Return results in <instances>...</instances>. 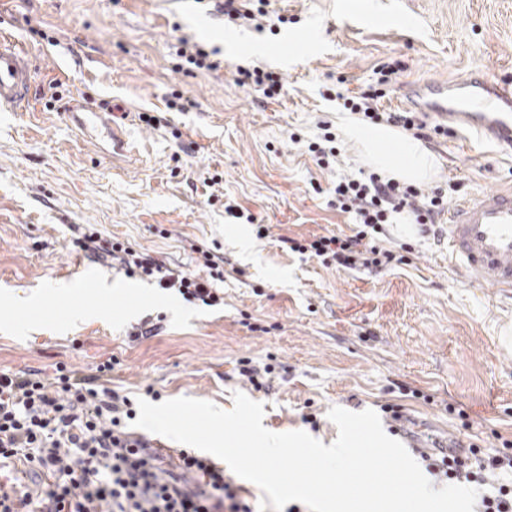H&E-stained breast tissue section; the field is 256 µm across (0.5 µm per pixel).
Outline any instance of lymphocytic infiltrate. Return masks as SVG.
<instances>
[{
  "mask_svg": "<svg viewBox=\"0 0 512 512\" xmlns=\"http://www.w3.org/2000/svg\"><path fill=\"white\" fill-rule=\"evenodd\" d=\"M396 72L381 65L377 80L344 97L345 110L372 125L386 124L426 136L420 113L385 111L380 101ZM458 183L423 190L372 171L337 178L333 187L338 211L352 215L351 235L291 240V251L308 253L324 266L382 271L404 257L379 245L376 236L397 216L413 224L435 223L448 207ZM77 246L94 259L111 258L127 274L156 279L160 288L176 290L185 300L219 304L217 282L223 281L220 256L198 249L196 268L174 269L118 240H103L87 228ZM112 364L84 373L57 367L0 372V512H253L242 489L210 458L180 450L176 470L158 466V456L145 437L127 431L136 415L133 401L112 390ZM437 484L476 483L485 491L475 512H512V454L481 450L472 462L443 457L425 466ZM30 476L35 491L24 490Z\"/></svg>",
  "mask_w": 512,
  "mask_h": 512,
  "instance_id": "f902f5d3",
  "label": "lymphocytic infiltrate"
}]
</instances>
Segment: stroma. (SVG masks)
I'll list each match as a JSON object with an SVG mask.
<instances>
[{"label":"stroma","instance_id":"stroma-1","mask_svg":"<svg viewBox=\"0 0 512 512\" xmlns=\"http://www.w3.org/2000/svg\"><path fill=\"white\" fill-rule=\"evenodd\" d=\"M269 11L258 30L225 24L217 0H0V30L34 69L23 110L0 112V371L108 360L113 389L131 398L153 391L229 409L241 392L262 403L268 430L309 431L327 446L338 435L331 407L386 403L406 416L398 430L382 423L402 442L512 440V358L499 342L512 334V295L463 281L446 240L417 224L388 225V245L409 252L376 274L328 268L286 244L355 228L331 188L368 164L344 135L356 117L337 94L365 88L383 63L397 69L381 101L389 111L406 109L402 93L421 79L512 81V0H270ZM179 33L219 49L223 69L175 72ZM236 64L279 73L282 96L236 88ZM57 82L95 108L133 113L125 135L138 161H113L66 112L46 109ZM321 120L341 136L327 170L307 149ZM425 147L437 162L426 187L459 182L454 201L512 188L510 148L470 135ZM216 174L221 183L204 186ZM88 224L173 268L194 270L197 246L222 256L223 303L187 302L86 257L73 242ZM145 319L155 335L131 339ZM245 360L273 366L265 389L243 383ZM309 413L318 428L304 423Z\"/></svg>","mask_w":512,"mask_h":512}]
</instances>
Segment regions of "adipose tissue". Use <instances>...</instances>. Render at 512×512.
<instances>
[{
	"label": "adipose tissue",
	"instance_id": "ef3b65f1",
	"mask_svg": "<svg viewBox=\"0 0 512 512\" xmlns=\"http://www.w3.org/2000/svg\"><path fill=\"white\" fill-rule=\"evenodd\" d=\"M356 137L363 155L372 164L382 168L387 176L398 180L420 182L427 180L434 172L435 158L421 141L397 133L389 128L357 131ZM388 142L394 145V153L383 156L377 144Z\"/></svg>",
	"mask_w": 512,
	"mask_h": 512
}]
</instances>
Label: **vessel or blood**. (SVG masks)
I'll return each mask as SVG.
<instances>
[{"label": "vessel or blood", "mask_w": 512, "mask_h": 512, "mask_svg": "<svg viewBox=\"0 0 512 512\" xmlns=\"http://www.w3.org/2000/svg\"><path fill=\"white\" fill-rule=\"evenodd\" d=\"M33 70L28 55L0 38V110L17 109L28 94ZM406 101L440 126L469 129L480 137L512 147V82L472 77L448 83L411 84ZM68 115L78 129L107 133L112 153L132 162L129 143L112 113L94 112L74 96ZM448 256L454 270L470 284L512 291V188L490 189L456 203L448 211Z\"/></svg>", "instance_id": "1"}]
</instances>
